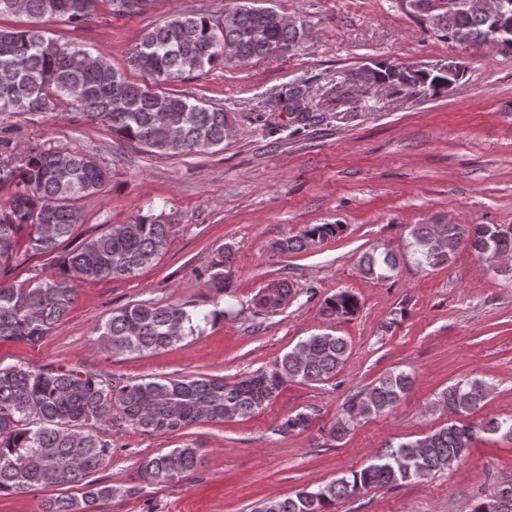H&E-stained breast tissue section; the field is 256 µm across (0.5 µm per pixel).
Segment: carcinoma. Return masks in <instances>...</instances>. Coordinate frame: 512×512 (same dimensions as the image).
Returning <instances> with one entry per match:
<instances>
[{"instance_id": "1", "label": "carcinoma", "mask_w": 512, "mask_h": 512, "mask_svg": "<svg viewBox=\"0 0 512 512\" xmlns=\"http://www.w3.org/2000/svg\"><path fill=\"white\" fill-rule=\"evenodd\" d=\"M117 15L141 12L146 0H111ZM95 0H0V17L23 13L63 18L78 27L88 20ZM444 36L476 47L512 48V32L493 30L487 14L472 5L456 8L442 27ZM305 32L285 22L257 0H240L223 18L175 13L162 25L145 31L131 56V65L150 84L140 85L68 42L48 39L42 31L0 27V112H48L57 105L75 109L74 117L90 124L105 123L122 139L159 156L176 157L224 145L229 123L220 108L206 107L186 94L157 92L154 87L202 74L220 59L247 61L282 55L299 48ZM463 74L459 62L448 60V71L397 65L363 67L351 81L377 84L390 80L403 91L448 87ZM106 168L79 150L30 148L17 160H0V186H15L0 207V269L31 256L53 259L55 272L36 284H0V341L36 344L42 341L79 300V284L125 279L153 266L169 245L163 215H138L126 224L61 249L81 221L77 202L99 192L109 181ZM31 233L24 248L21 234ZM340 224H310L297 235L275 243L282 252L314 248L338 235ZM407 249L419 265L438 267L461 248L484 260L490 253L512 255V225L416 224ZM234 261L224 246L209 274L217 291L230 282L221 268ZM399 257L390 250L364 253L360 272L376 280L397 273ZM290 293L283 279L256 301L264 309L282 306ZM359 310L358 298L342 291L323 301L332 320L349 319ZM224 312L128 304L112 311L99 327L112 353L143 355L175 346L203 334ZM349 358L342 336L316 334L258 370L233 382L222 378L129 381L121 386L103 374L79 368L46 365L39 369L0 367V492L25 494L54 488L42 512H97L103 501L132 496L146 486L186 481L200 465L198 448L189 445L147 456L139 463L138 484L117 488L90 479L112 455V446L97 434L112 420V408L133 428L149 435H173L200 421L244 418L273 401L288 381L319 383L334 376ZM410 375L399 372L379 378L367 390L347 399L342 417L329 436L342 440L358 421L392 408L410 388ZM490 386L480 379L459 381L438 393L430 408L454 415L469 414L488 397ZM310 427V416L297 413L280 425L283 432ZM486 433L512 440V418H492ZM475 427L450 424L414 441L388 445L368 466L318 487H304L283 499H270L258 512H334L336 502L369 488L392 487L426 478L459 464L475 440ZM73 487L81 496L67 493ZM470 512H512V487H503Z\"/></svg>"}]
</instances>
